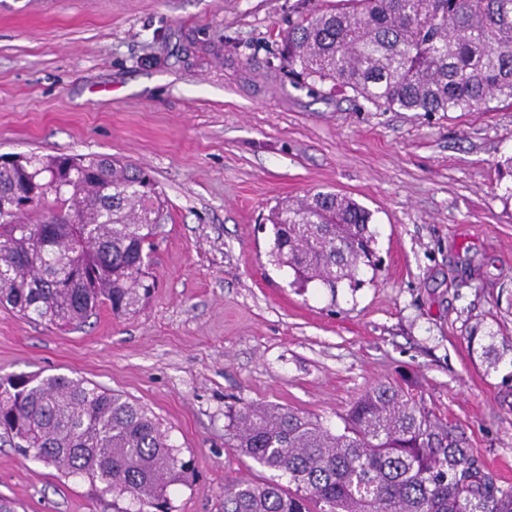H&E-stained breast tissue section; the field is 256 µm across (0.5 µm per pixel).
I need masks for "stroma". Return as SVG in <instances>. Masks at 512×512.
Returning a JSON list of instances; mask_svg holds the SVG:
<instances>
[{"mask_svg": "<svg viewBox=\"0 0 512 512\" xmlns=\"http://www.w3.org/2000/svg\"><path fill=\"white\" fill-rule=\"evenodd\" d=\"M301 0H0V154L123 158L168 212L157 288L60 331L0 307V377H82L149 408L194 475L172 512H224V487L287 484L224 445L229 406L256 402L339 430L395 381L512 485V105L384 112L292 84L281 35ZM372 213L378 266L356 287L300 288L263 225L316 191ZM493 341L497 359L481 346ZM19 512H118L78 478L0 446Z\"/></svg>", "mask_w": 512, "mask_h": 512, "instance_id": "35a3bbf8", "label": "stroma"}]
</instances>
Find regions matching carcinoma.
Masks as SVG:
<instances>
[{"label": "carcinoma", "instance_id": "obj_1", "mask_svg": "<svg viewBox=\"0 0 512 512\" xmlns=\"http://www.w3.org/2000/svg\"><path fill=\"white\" fill-rule=\"evenodd\" d=\"M283 36L288 72L312 88L350 90L377 109L472 112L512 102V0H308ZM34 203L0 221V306L60 330L101 306L124 316L152 285L149 254L164 202L143 168L108 155L26 156L0 168V197ZM269 256L304 286L336 293L370 262V213L317 191L272 210ZM224 447L288 474L294 487L239 480L224 512H512L499 486L401 386L378 382L339 433L315 416L262 403L229 408ZM0 438L24 456L171 512L187 463L155 416L126 396L65 376L0 378Z\"/></svg>", "mask_w": 512, "mask_h": 512}]
</instances>
